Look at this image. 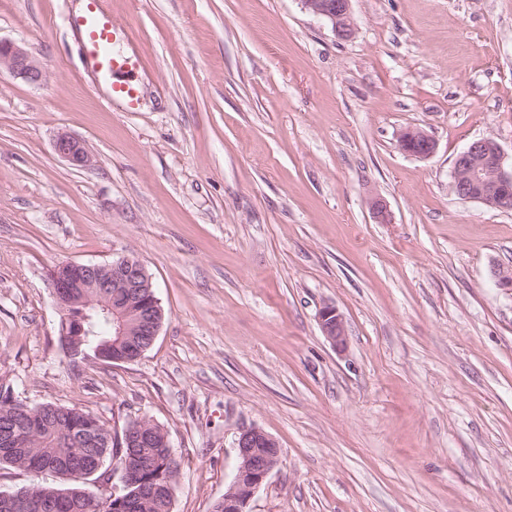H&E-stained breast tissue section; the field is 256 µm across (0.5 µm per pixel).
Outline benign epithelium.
Returning <instances> with one entry per match:
<instances>
[{
    "instance_id": "obj_1",
    "label": "benign epithelium",
    "mask_w": 512,
    "mask_h": 512,
    "mask_svg": "<svg viewBox=\"0 0 512 512\" xmlns=\"http://www.w3.org/2000/svg\"><path fill=\"white\" fill-rule=\"evenodd\" d=\"M303 8L329 21L336 35L349 39L354 34L350 0H301ZM6 69L30 83H39L43 71L34 57L22 46L0 39V70ZM400 148L407 154L427 158L435 151V141L422 130H405L399 134ZM56 153L75 167L91 165L93 157L79 140L60 134L55 140ZM454 190L464 199L479 202L501 211L512 210V167L506 168L500 145L492 139L475 140L461 152L453 164ZM72 275L66 279L51 278L53 298L63 311L78 301L83 306H104L103 299L112 293H124L138 306L153 313L162 311L152 290L143 264L133 257H120L109 264L69 263ZM318 321L323 335L339 352L347 347L345 324L333 306L319 311ZM162 437L161 447L169 448L168 433L153 421L129 431L125 445L138 448L154 433ZM237 467L224 490V504L235 506V512H245L254 491L260 487L280 461L277 442L263 430L241 427L235 440Z\"/></svg>"
}]
</instances>
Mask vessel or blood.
Segmentation results:
<instances>
[{"mask_svg":"<svg viewBox=\"0 0 512 512\" xmlns=\"http://www.w3.org/2000/svg\"><path fill=\"white\" fill-rule=\"evenodd\" d=\"M66 21L72 28L85 30L88 35L86 66L109 80L113 93L121 97L129 108H136L140 90L133 72L137 63L132 58L117 56L112 52L114 31L106 0H87L85 11L79 15H68Z\"/></svg>","mask_w":512,"mask_h":512,"instance_id":"1","label":"vessel or blood"}]
</instances>
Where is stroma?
I'll use <instances>...</instances> for the list:
<instances>
[{
	"label": "stroma",
	"mask_w": 512,
	"mask_h": 512,
	"mask_svg": "<svg viewBox=\"0 0 512 512\" xmlns=\"http://www.w3.org/2000/svg\"><path fill=\"white\" fill-rule=\"evenodd\" d=\"M76 0H0V382L112 432L148 418L173 512H212L240 427L281 462L246 512H512V211L460 200L453 163L512 161V0H351L352 38L300 0H108L141 101L83 69ZM436 150L406 155L402 130ZM70 134L94 157L54 151ZM383 198L390 220L371 214ZM138 258L164 313L131 362L72 361L48 284ZM336 307V352L318 313ZM2 69L30 83H39L43 79L42 69L24 47L0 39V72ZM54 146L56 153L75 167H87L93 161L84 144L67 134L58 135ZM318 321L323 335L338 351L347 347L345 324L342 316L333 306H325L319 311Z\"/></svg>",
	"instance_id": "1"
}]
</instances>
